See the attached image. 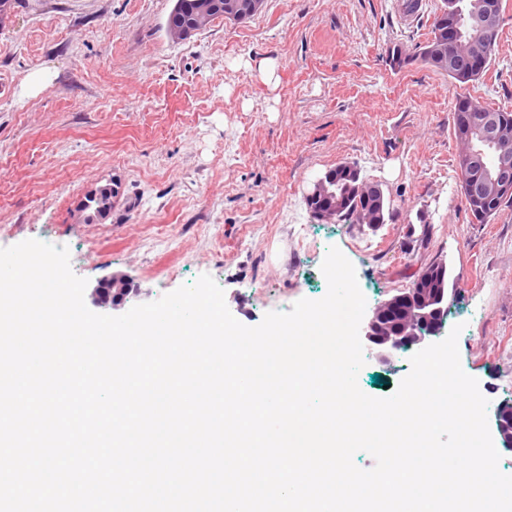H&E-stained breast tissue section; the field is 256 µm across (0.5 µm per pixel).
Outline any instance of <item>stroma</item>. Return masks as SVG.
<instances>
[{
	"label": "stroma",
	"instance_id": "35a3bbf8",
	"mask_svg": "<svg viewBox=\"0 0 512 512\" xmlns=\"http://www.w3.org/2000/svg\"><path fill=\"white\" fill-rule=\"evenodd\" d=\"M400 3L267 0L173 41V0H15L0 23V248L67 247L92 287L127 273L124 312L207 274L249 327L322 299L329 247L371 307L443 261L461 366L489 404L512 400V207L485 224L464 209L452 134L459 96L512 107V0L466 85L389 67L390 46L427 39L440 0L414 16ZM342 162L389 197L380 228L311 219L307 189ZM112 184L111 211L87 221L89 191ZM410 371L406 353L369 360L357 383L384 398Z\"/></svg>",
	"mask_w": 512,
	"mask_h": 512
}]
</instances>
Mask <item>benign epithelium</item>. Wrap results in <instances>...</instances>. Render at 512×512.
Here are the masks:
<instances>
[{
	"label": "benign epithelium",
	"mask_w": 512,
	"mask_h": 512,
	"mask_svg": "<svg viewBox=\"0 0 512 512\" xmlns=\"http://www.w3.org/2000/svg\"><path fill=\"white\" fill-rule=\"evenodd\" d=\"M266 0H224L226 21L241 22L261 13ZM472 39L470 44L494 39L500 32L503 15L494 0H472ZM458 45L453 31L448 40L431 49V59L441 70L453 71L461 61L459 56L448 53V45ZM488 137L495 142L500 155V174L480 177L469 186V193L478 201L512 194V122L487 112L477 118L464 112L457 120L458 162L474 169L479 168V156L469 149L474 135ZM334 173L328 172L312 183L305 198L316 204L315 217L322 223L337 221L358 223L355 213L343 214L339 201L330 199L329 184ZM132 289V280L122 272H114L102 279L93 289V303L102 309H113ZM448 316V289L431 288L423 280L415 288H406L379 302L363 319L359 336L369 357L381 366L391 364L395 355L413 349L421 350L439 333ZM494 420L501 447L512 449V406L498 404Z\"/></svg>",
	"instance_id": "obj_1"
}]
</instances>
